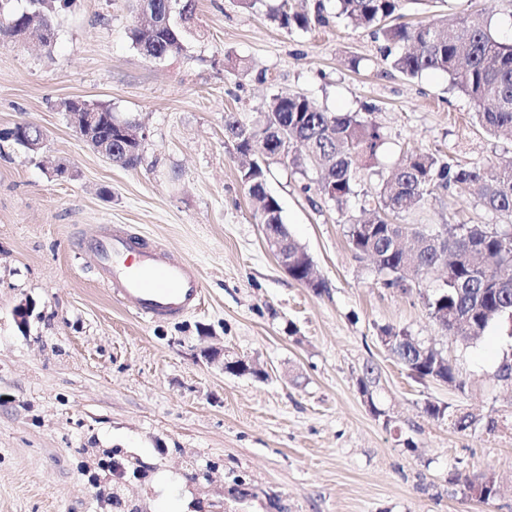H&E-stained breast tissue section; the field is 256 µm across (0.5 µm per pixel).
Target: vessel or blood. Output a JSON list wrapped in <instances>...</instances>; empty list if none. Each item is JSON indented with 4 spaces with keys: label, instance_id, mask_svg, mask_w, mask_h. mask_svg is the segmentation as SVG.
I'll return each mask as SVG.
<instances>
[{
    "label": "vessel or blood",
    "instance_id": "vessel-or-blood-1",
    "mask_svg": "<svg viewBox=\"0 0 512 512\" xmlns=\"http://www.w3.org/2000/svg\"><path fill=\"white\" fill-rule=\"evenodd\" d=\"M92 247L104 283L133 303L146 320L179 316L201 300L200 280L192 268L158 249L143 247L124 230L104 229Z\"/></svg>",
    "mask_w": 512,
    "mask_h": 512
}]
</instances>
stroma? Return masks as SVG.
<instances>
[{
    "mask_svg": "<svg viewBox=\"0 0 512 512\" xmlns=\"http://www.w3.org/2000/svg\"><path fill=\"white\" fill-rule=\"evenodd\" d=\"M275 3L195 0L196 33L169 58L132 44L131 0H69L52 46L0 45V132L25 122L47 134L36 154L0 139V512H111L85 468L106 448L139 470L120 485V512H512V388L495 378L512 320L451 342L422 297L437 273L406 292L381 287L319 194L318 171L275 163L268 189L324 288L292 280L265 244L224 115L251 116L275 94L372 114L382 144L359 173L356 215L405 150L483 167L512 157V141L482 130L446 73L395 72L382 41L339 17L336 0H288L312 20L289 31L269 18ZM477 9L512 38V0H405L402 12L415 24ZM233 56L248 70L233 69ZM74 99L139 124L134 165L76 134L64 110ZM398 221L508 223L453 188ZM102 224L193 266L200 306L150 322L104 288L88 241ZM27 299L23 329L14 309ZM387 326L447 350L465 388L411 378L378 339ZM207 349L264 375L224 372ZM428 402L497 428L459 434L424 414ZM193 465L204 473L195 482ZM473 472L493 476L499 495L470 496L456 477Z\"/></svg>",
    "mask_w": 512,
    "mask_h": 512,
    "instance_id": "35a3bbf8",
    "label": "stroma"
}]
</instances>
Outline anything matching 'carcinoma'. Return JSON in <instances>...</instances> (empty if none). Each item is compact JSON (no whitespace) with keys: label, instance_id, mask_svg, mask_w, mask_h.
I'll return each mask as SVG.
<instances>
[{"label":"carcinoma","instance_id":"carcinoma-1","mask_svg":"<svg viewBox=\"0 0 512 512\" xmlns=\"http://www.w3.org/2000/svg\"><path fill=\"white\" fill-rule=\"evenodd\" d=\"M29 2L26 28L29 36L43 42L45 15L33 7L37 0ZM166 2L157 0L153 23H137L130 30L133 45L146 56H176L194 34L192 0H181L179 20L175 22L167 17ZM336 2L339 14L385 43L395 71L407 77L427 71L447 73L452 84L479 107V124L498 138L512 140V41L498 37L491 20L480 13H469L459 19L450 35L444 25L436 22H395L401 0ZM269 16L288 31L309 27L307 15L290 11L288 0L270 8ZM264 112L272 122V132L245 123L236 112L224 113V130L235 143L236 152L246 155L269 144L272 152L280 147L290 153L299 143L305 152L293 155L292 163L320 168L321 195L340 208L358 195L359 164L376 155L381 141L380 126L375 120L358 113L327 112L303 95H275ZM269 173L255 158L240 171V179L259 203V223L281 233L287 226L280 203L275 196L265 195ZM451 186L477 193L486 208L512 217L511 158L488 167H466L448 162L436 151L416 150L406 154L393 177L382 184L374 220L361 222L349 217L348 237L356 255L372 260L387 288L406 291L419 285L423 273L440 271L442 286L426 295V306L430 315L448 318L444 335L467 345L480 338L494 320L512 316V279L502 281L491 274L495 264L512 265V228L489 231L479 224H458L440 245L420 247L409 258L396 247L395 239L403 235L424 238L439 234L440 229L428 231L416 224H397L389 219ZM300 249L302 245L292 240L291 253L296 257L292 279L319 293L323 283L314 279L313 261L299 253ZM390 353L419 382L434 380L464 388L443 350L430 349L414 336L404 334L402 341L390 346ZM424 413L434 421L448 422L463 435L479 423L471 414L429 402ZM456 481L467 492L480 485L483 502L499 494L493 478L486 475H459Z\"/></svg>","mask_w":512,"mask_h":512}]
</instances>
